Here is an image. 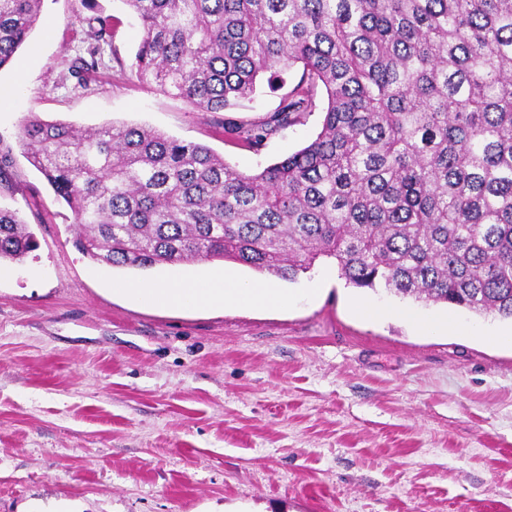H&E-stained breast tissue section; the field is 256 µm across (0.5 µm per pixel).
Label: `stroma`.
Listing matches in <instances>:
<instances>
[{
	"mask_svg": "<svg viewBox=\"0 0 512 512\" xmlns=\"http://www.w3.org/2000/svg\"><path fill=\"white\" fill-rule=\"evenodd\" d=\"M99 70L74 90L71 35L81 0H43L41 22L0 85L12 189L37 248L0 267V512L35 500L82 512H512V321L385 290H359L323 259L276 279L285 308L171 311L133 304L126 282L171 269L111 268L75 245L70 209L17 145L35 115L84 129L143 124L212 148L246 172L294 152L320 114L255 152L225 140L223 113L199 112L138 82L141 26L121 0ZM369 301L379 317L358 312ZM448 317L456 331L409 321Z\"/></svg>",
	"mask_w": 512,
	"mask_h": 512,
	"instance_id": "obj_1",
	"label": "stroma"
}]
</instances>
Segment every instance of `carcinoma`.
<instances>
[{"instance_id":"obj_1","label":"carcinoma","mask_w":512,"mask_h":512,"mask_svg":"<svg viewBox=\"0 0 512 512\" xmlns=\"http://www.w3.org/2000/svg\"><path fill=\"white\" fill-rule=\"evenodd\" d=\"M141 21L130 72L200 112L280 92L224 137L259 151L321 114L307 144L256 173L134 124L32 116L18 142L80 228L130 269L233 261L292 281L336 261L358 289L512 318V0H121ZM41 0H0V69ZM119 21L88 23L84 88ZM301 71L289 84L288 73ZM36 241L0 207V263Z\"/></svg>"}]
</instances>
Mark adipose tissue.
<instances>
[{
	"instance_id": "ef3b65f1",
	"label": "adipose tissue",
	"mask_w": 512,
	"mask_h": 512,
	"mask_svg": "<svg viewBox=\"0 0 512 512\" xmlns=\"http://www.w3.org/2000/svg\"><path fill=\"white\" fill-rule=\"evenodd\" d=\"M123 292L137 305L172 309L224 304L278 307L289 303L286 295L274 285L240 279L223 272L200 280L174 274L160 282L124 286Z\"/></svg>"
}]
</instances>
